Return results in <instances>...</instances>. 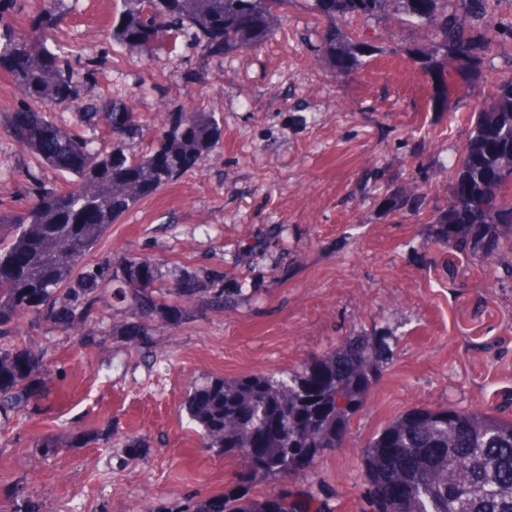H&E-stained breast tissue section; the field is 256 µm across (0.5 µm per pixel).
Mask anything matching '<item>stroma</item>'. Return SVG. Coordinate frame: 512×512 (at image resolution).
Segmentation results:
<instances>
[{
	"instance_id": "35a3bbf8",
	"label": "stroma",
	"mask_w": 512,
	"mask_h": 512,
	"mask_svg": "<svg viewBox=\"0 0 512 512\" xmlns=\"http://www.w3.org/2000/svg\"><path fill=\"white\" fill-rule=\"evenodd\" d=\"M113 9V0H79L51 34L73 66L94 61L83 96L123 99L147 122L166 108L210 112L222 140L126 213L96 255L156 259L169 281L183 266L218 270L246 295L180 328H155L146 359L112 339L83 347L24 324L23 335L50 346L54 404L0 429V487L23 483L43 512H153L224 493L240 465L204 447L183 411L194 385L293 372L349 336H388L391 351L344 444L254 495L285 486L305 498L326 488L330 512H370L363 450L395 417L448 405L512 417V286L427 239L432 211L448 198V164L468 135L458 117L483 85L430 111L429 78L412 57L430 36L402 22H372L365 38L373 52L352 76L337 74L306 0H290L276 35L257 50L207 59L113 46ZM190 72L201 83H186ZM420 164L429 174L425 208L395 217L387 191ZM33 175L49 187L65 183L0 123L1 215L28 205ZM108 430L141 437L145 454L124 461L106 442L70 445ZM40 436L67 447L36 455Z\"/></svg>"
}]
</instances>
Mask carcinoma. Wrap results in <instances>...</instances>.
<instances>
[{
  "instance_id": "cac0c4a2",
  "label": "carcinoma",
  "mask_w": 512,
  "mask_h": 512,
  "mask_svg": "<svg viewBox=\"0 0 512 512\" xmlns=\"http://www.w3.org/2000/svg\"><path fill=\"white\" fill-rule=\"evenodd\" d=\"M17 0H0V70L15 83L19 104L5 116L10 137L41 166L65 177L67 187L48 188L33 179L31 202L22 212L0 217V426L49 397L45 379L48 349L20 337L28 319L83 347L110 336L144 354L155 347L151 329L159 322L178 328L199 313L222 312L245 293L224 287V274L182 271L169 287L148 257L91 259L99 241L142 200L167 187L213 151L221 140L209 112L183 108L162 113L161 126L145 152L128 151L144 136L129 104L119 98L84 100L81 85L94 78L92 62L76 69L48 43L69 0H49L34 18L41 36L22 37L7 20ZM289 0H116L112 43L170 52L192 46L204 57L253 49L282 22ZM323 24L322 44L335 71L352 75L358 54L371 49L356 29L336 19L367 23L402 20L434 35L415 63L430 79L428 107L441 110L463 84L483 82L487 96L459 119L469 132L450 169V196L434 214V242L463 255L490 273L512 277V72L486 68L487 55L512 42V27L497 16L512 12V0H310ZM100 128L108 149L71 131L57 111ZM422 173L390 190L389 212L416 215L426 204ZM190 285L185 295L179 285ZM122 320L103 331L101 308ZM385 336H350L332 351L287 375L257 373L235 379L210 378L184 403L208 448L241 462L237 487L229 492L164 504L154 512H322L315 499L294 504L286 490L263 497L250 487L309 466L340 447L351 418L364 406L374 381L388 363ZM44 456L67 447L41 437ZM123 458L143 455L134 437L119 442ZM468 462L465 471L455 458ZM363 478L371 512H512V418L486 409L414 408L390 421L363 451ZM10 512H41L38 500L16 486L0 488Z\"/></svg>"
}]
</instances>
